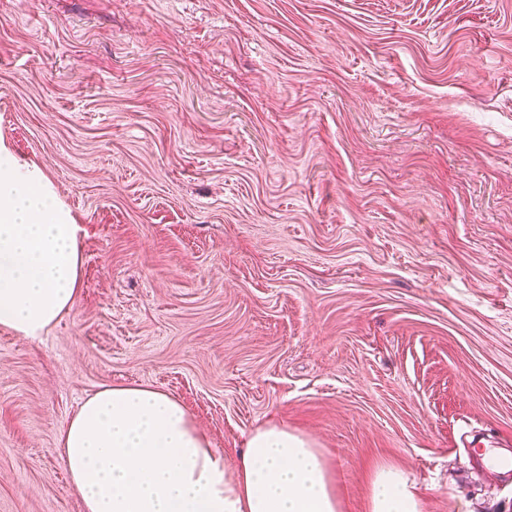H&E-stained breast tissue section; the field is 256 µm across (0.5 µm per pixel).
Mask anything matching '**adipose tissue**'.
Masks as SVG:
<instances>
[{
    "label": "adipose tissue",
    "instance_id": "adipose-tissue-1",
    "mask_svg": "<svg viewBox=\"0 0 512 512\" xmlns=\"http://www.w3.org/2000/svg\"><path fill=\"white\" fill-rule=\"evenodd\" d=\"M77 229L43 172L0 142L1 327L35 339L71 310L81 287ZM58 447L84 512H341L309 440L271 424L225 461L177 399L149 386L94 391ZM370 512H420L403 472H375Z\"/></svg>",
    "mask_w": 512,
    "mask_h": 512
}]
</instances>
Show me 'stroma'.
<instances>
[{"mask_svg":"<svg viewBox=\"0 0 512 512\" xmlns=\"http://www.w3.org/2000/svg\"><path fill=\"white\" fill-rule=\"evenodd\" d=\"M0 138L81 291L0 327V512H83L57 437L167 391L234 460L277 423L343 512H512V0H0ZM370 512H420L413 485L403 472L390 467L375 472Z\"/></svg>","mask_w":512,"mask_h":512,"instance_id":"obj_1","label":"stroma"}]
</instances>
